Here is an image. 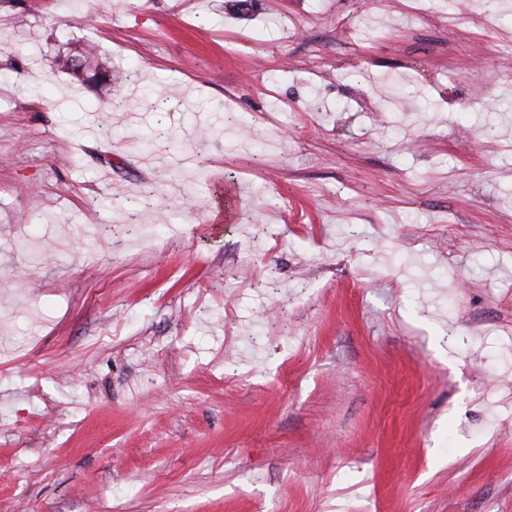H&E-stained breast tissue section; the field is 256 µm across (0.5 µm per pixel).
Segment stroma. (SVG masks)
I'll list each match as a JSON object with an SVG mask.
<instances>
[{"mask_svg": "<svg viewBox=\"0 0 512 512\" xmlns=\"http://www.w3.org/2000/svg\"><path fill=\"white\" fill-rule=\"evenodd\" d=\"M0 512H512V0H0ZM80 62V68L73 66L75 60ZM102 57L98 48L90 43L76 44L65 55H59L55 60L58 72L70 74L87 84L112 83V67L101 62Z\"/></svg>", "mask_w": 512, "mask_h": 512, "instance_id": "obj_1", "label": "stroma"}]
</instances>
